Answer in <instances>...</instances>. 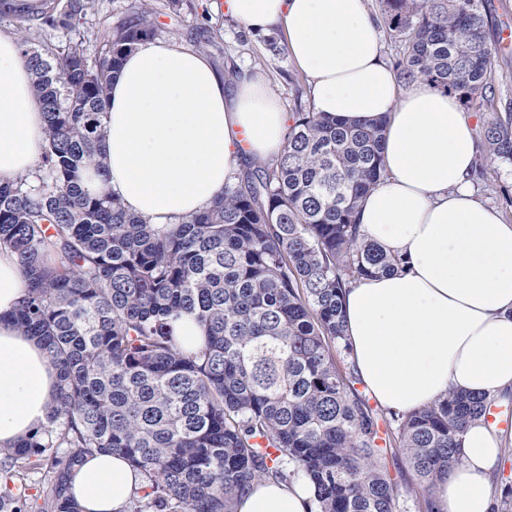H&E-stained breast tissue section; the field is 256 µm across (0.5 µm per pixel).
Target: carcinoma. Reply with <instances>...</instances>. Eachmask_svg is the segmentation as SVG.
Instances as JSON below:
<instances>
[{
  "instance_id": "cac0c4a2",
  "label": "carcinoma",
  "mask_w": 512,
  "mask_h": 512,
  "mask_svg": "<svg viewBox=\"0 0 512 512\" xmlns=\"http://www.w3.org/2000/svg\"><path fill=\"white\" fill-rule=\"evenodd\" d=\"M401 43L404 84L424 82L467 106L490 103L493 52L486 0H379ZM95 0H0L18 24L44 115L30 176L0 184V246L29 281L16 321L58 371L48 425L0 448V512H82L67 494L74 467L121 455L148 489L128 512H231L262 478L302 473L319 512H397L382 443L392 437L433 489L460 461L468 422L491 410L450 392L410 415L373 408L356 385L342 298L361 277L403 260L365 241L355 215L381 173L383 124L293 113L283 151L245 173L212 206L158 226L84 183L103 169L102 114L123 55L151 36L149 0L99 34L98 58L79 25ZM43 27L76 32L67 48L36 44ZM484 160L512 165V112L482 129ZM196 318L202 342L171 321Z\"/></svg>"
}]
</instances>
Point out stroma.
I'll return each mask as SVG.
<instances>
[{
	"label": "stroma",
	"instance_id": "stroma-1",
	"mask_svg": "<svg viewBox=\"0 0 512 512\" xmlns=\"http://www.w3.org/2000/svg\"><path fill=\"white\" fill-rule=\"evenodd\" d=\"M131 0H96L94 13L88 15L82 29L88 56H95L96 35L130 13ZM157 16L156 38H178L202 48L221 70L250 68L266 77L272 92L286 112H296L299 105H310L305 76L292 63L283 35L269 33L253 36L232 18L224 0H191L180 16L170 14L166 0H153ZM487 38L494 56L493 86L495 98L491 111L502 112L512 105V45L502 39L504 30H512V0H487ZM474 186L480 201L500 210L506 223L512 224V207L503 200L512 193V168L486 166L475 176Z\"/></svg>",
	"mask_w": 512,
	"mask_h": 512
}]
</instances>
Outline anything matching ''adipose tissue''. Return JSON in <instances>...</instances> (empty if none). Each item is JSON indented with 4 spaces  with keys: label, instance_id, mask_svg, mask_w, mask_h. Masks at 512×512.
I'll return each mask as SVG.
<instances>
[{
    "label": "adipose tissue",
    "instance_id": "ef3b65f1",
    "mask_svg": "<svg viewBox=\"0 0 512 512\" xmlns=\"http://www.w3.org/2000/svg\"><path fill=\"white\" fill-rule=\"evenodd\" d=\"M255 33L280 32L308 79L315 111L385 122L383 173L362 202L363 236L406 257L404 270L358 280L342 305L349 359L379 406L412 413L448 390L512 394V224L472 187L478 137L457 97L402 87L382 56L367 0H225ZM19 38L0 32V182L32 171L44 119ZM289 117L264 76L225 81L197 48L146 39L123 60L103 117L105 173L90 190L119 196L130 214L173 224L209 206L254 159L277 156ZM28 282L0 248V447L48 423L58 385L38 338L13 320ZM506 432L496 418L460 437L462 461L436 484L439 512H491L489 473ZM147 481L110 454L77 466L68 492L83 512H126ZM303 475L254 484L233 512H315Z\"/></svg>",
    "mask_w": 512,
    "mask_h": 512
}]
</instances>
